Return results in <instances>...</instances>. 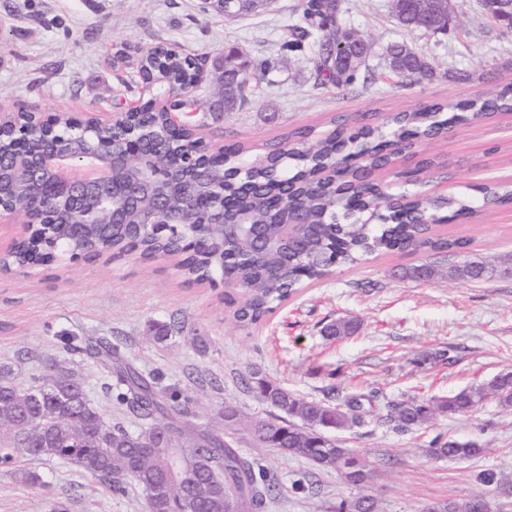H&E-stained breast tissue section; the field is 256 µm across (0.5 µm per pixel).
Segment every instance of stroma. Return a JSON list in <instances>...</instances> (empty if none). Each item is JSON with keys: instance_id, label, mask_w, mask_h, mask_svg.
<instances>
[{"instance_id": "35a3bbf8", "label": "stroma", "mask_w": 512, "mask_h": 512, "mask_svg": "<svg viewBox=\"0 0 512 512\" xmlns=\"http://www.w3.org/2000/svg\"><path fill=\"white\" fill-rule=\"evenodd\" d=\"M201 2L0 0V54L6 58L0 110L75 116L118 111L141 95L134 68L111 64L127 43L174 44L210 63L236 47L275 62V69L253 79L247 106L218 113L200 127L213 144L238 138L262 143L304 128L318 137L329 131L333 114L375 116L388 134L394 113L472 100L512 81V30L489 18L479 0H453L449 28L441 33L401 28L392 0H341L339 24L372 45L359 79L344 91L321 85L315 41L297 51L282 47L289 26L300 21L301 0H273L265 12L234 19L204 14ZM395 41L420 52L433 76L398 84L386 60ZM418 152L453 166L444 179L427 173L415 192L481 205L479 186L512 183V114L454 124L422 142ZM438 231L468 240L469 256L512 265V207ZM425 260L412 251L362 257L305 285L265 322L245 330L232 317L241 291L187 282L174 257L133 253L0 272V363H8L12 380L24 386L37 382L52 359L80 372L90 403L110 420L116 406L101 387L106 372L88 351L93 338L106 336L122 359L158 376L164 389L192 396L199 423L224 406L235 407L242 417L232 433L235 445L259 461L274 487L266 512H336L362 493L372 497L374 512H424L431 503L460 498L512 512V406L492 399L464 416L435 415L408 432L395 430L378 413L332 431L365 463L369 476L360 487L252 440L249 421L267 413L247 386L255 370L308 399L330 391H374L389 404L445 398L512 371V275L477 283L400 278L401 269ZM173 317L184 322L183 333L163 344L148 339L151 322ZM339 319L357 323V332L340 341L325 338L323 327ZM192 333L205 338V348L190 343ZM435 351L446 352V359L421 365L422 354ZM449 439L477 442L483 451L453 460L430 455L436 442ZM22 469L38 473L41 484L21 482ZM308 475L316 479L312 488L296 489ZM0 512H144V496L134 484L116 496L66 462L17 454L0 463Z\"/></svg>"}]
</instances>
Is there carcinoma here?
I'll use <instances>...</instances> for the list:
<instances>
[{
  "label": "carcinoma",
  "instance_id": "cac0c4a2",
  "mask_svg": "<svg viewBox=\"0 0 512 512\" xmlns=\"http://www.w3.org/2000/svg\"><path fill=\"white\" fill-rule=\"evenodd\" d=\"M213 13L222 11L231 17L246 16L257 9L245 0H224V10L206 4ZM339 3L336 0H305L303 21L291 28L284 48L296 51L310 37L318 36L319 55L316 68L325 84L338 89L353 85L360 65L342 51L331 54L325 46L342 41L347 30L336 25ZM153 49L143 48L137 58L148 77L164 76L175 82L171 88L174 107L192 114L199 106L190 92L182 91L181 81L194 78V60L181 54L174 61L152 56ZM391 72L401 83L416 81L431 73L427 60L403 42L387 47ZM271 65L267 58H251L227 73L236 92L226 100L221 92L213 94L216 105L225 112L242 108L249 102L252 79L265 73ZM448 110L452 115L443 122L437 114ZM512 111V82L488 97L460 101L456 104H434L417 112H401L390 117L393 135L413 143L429 138L450 123L481 121L495 112ZM311 131H294L279 141L265 146L264 156L279 161L277 170L255 168L247 179L224 180V202L244 213L252 224L266 222L270 207L276 202L301 198L307 222L315 226L313 236L304 247L290 257L277 249L252 248L245 239H226L213 230L211 248L199 253L184 268V274L195 280L223 275L227 282L239 277L248 283L242 300L234 312L238 326L250 328L261 323L305 282L317 281L327 269L322 255L335 266L353 264L376 251L431 252L448 266L444 273L467 282L482 281L497 272L485 261L466 258L468 242L442 238L433 233L431 224H410L402 216L389 212L384 222L370 224L355 218L348 224L336 219V193L348 189L351 172L340 165L345 143L360 141L367 160L385 159L389 140L376 125L363 127L359 136L346 139L330 135L309 149ZM251 147L239 143L233 154L224 157V171L237 168L238 162L250 159ZM159 194L170 210L192 213L199 227L211 221L209 212H192L191 201L173 186L161 185ZM482 198L491 202H512V188L502 185L479 187ZM445 210L450 218H470L480 207L463 200L450 199ZM58 241L41 240V248L51 252L72 247L79 251L125 252L128 236L115 234L110 239L75 241L66 237L65 229L55 233ZM187 233L174 227L157 230L145 239V248L164 253L171 246L188 249ZM253 249L246 266L232 260V254ZM184 327L167 322L150 325L151 339L164 343ZM354 332L349 322L338 321L326 327V337L341 340ZM100 362L116 379L120 392L118 407L126 406L137 420V430L130 431L107 422L85 394V378L57 363L48 366L43 383L27 388L16 386L10 369L0 365V447L8 446L31 458L58 459L70 463L93 476L105 489L121 493L127 482L139 485L145 495L146 512H226L224 504L233 502L234 512H264L271 483L266 471L256 460L239 454L228 441L230 432L240 421L237 409L224 406L219 421L203 426L195 422V401L186 396H164L157 382L132 364L114 359V347L104 345L97 350ZM249 388L256 400L273 409L270 418L254 423L252 439L256 445L274 448L285 454L300 455L317 468L334 470L349 479L347 467L358 465L350 452L327 435V431L344 429L359 420L364 406L374 407L373 399L364 394L350 395L338 402L331 395L322 400L307 399L288 390L280 382L259 370L251 373ZM486 399L512 406V372H504L487 383L465 387L436 401L410 398L392 405L387 420L398 430L408 431L426 424L438 413L464 415ZM172 432L171 447L179 449V476L169 478L168 462L158 452L160 434ZM482 448L474 441L448 440L430 449L436 458L463 459L479 455ZM440 512H491L483 499L463 498L438 503ZM368 495L343 502L336 512H372Z\"/></svg>",
  "mask_w": 512,
  "mask_h": 512
}]
</instances>
